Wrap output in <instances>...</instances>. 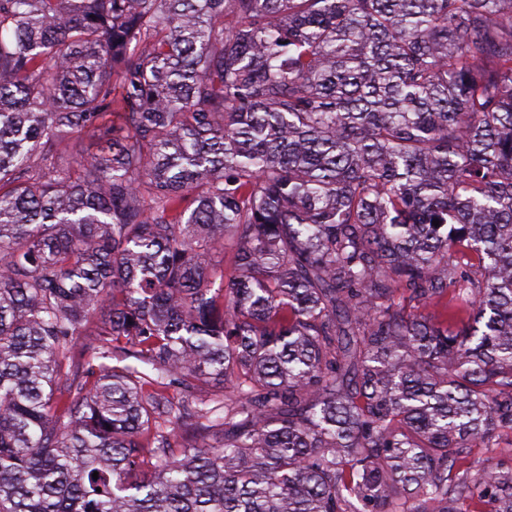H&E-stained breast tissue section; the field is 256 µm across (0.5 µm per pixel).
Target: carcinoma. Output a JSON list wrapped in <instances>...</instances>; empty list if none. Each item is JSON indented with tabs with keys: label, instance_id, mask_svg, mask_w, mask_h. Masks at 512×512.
Listing matches in <instances>:
<instances>
[{
	"label": "carcinoma",
	"instance_id": "cac0c4a2",
	"mask_svg": "<svg viewBox=\"0 0 512 512\" xmlns=\"http://www.w3.org/2000/svg\"><path fill=\"white\" fill-rule=\"evenodd\" d=\"M511 435L512 0H0V512H512Z\"/></svg>",
	"mask_w": 512,
	"mask_h": 512
}]
</instances>
